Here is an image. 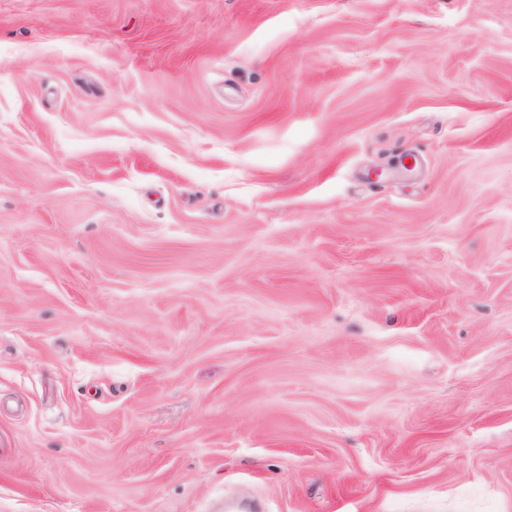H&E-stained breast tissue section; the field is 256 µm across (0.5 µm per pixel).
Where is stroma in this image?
I'll return each instance as SVG.
<instances>
[{"label": "stroma", "instance_id": "obj_1", "mask_svg": "<svg viewBox=\"0 0 512 512\" xmlns=\"http://www.w3.org/2000/svg\"><path fill=\"white\" fill-rule=\"evenodd\" d=\"M512 512V0H0V512Z\"/></svg>", "mask_w": 512, "mask_h": 512}]
</instances>
